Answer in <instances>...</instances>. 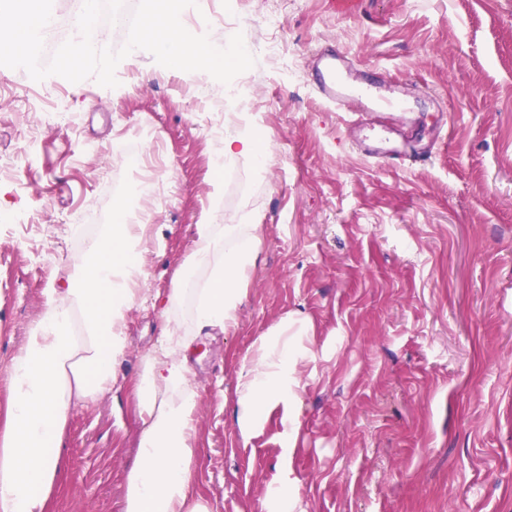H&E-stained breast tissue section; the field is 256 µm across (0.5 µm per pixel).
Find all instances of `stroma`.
<instances>
[{
	"mask_svg": "<svg viewBox=\"0 0 512 512\" xmlns=\"http://www.w3.org/2000/svg\"><path fill=\"white\" fill-rule=\"evenodd\" d=\"M358 2L343 15L331 0H242L229 26L206 0L186 8L190 32L220 45L242 33L255 59L248 85L213 82V107L196 95L198 73L146 51L118 64L114 88L0 66V164L11 165L0 199L23 218L0 224L1 406L45 291L75 276L85 237L117 204L148 210L144 293L168 292L218 175L225 221L250 212L263 230L236 328L199 337L189 355L196 493L213 512H263L272 486L291 489L300 512H512V0ZM325 45L352 74L377 70L381 94L401 84L408 111L324 102L308 60ZM38 88L63 94L67 111L33 108ZM228 115L268 151L265 164L215 169ZM413 129L438 141L416 166L386 169L361 152L364 136ZM120 143L155 156L161 203L141 199ZM288 315L312 324L325 353L304 376L297 436L275 413L242 438L238 362ZM169 317L194 333L192 294L166 316L146 303L129 311L120 387L71 415L51 512H121L141 432L130 385Z\"/></svg>",
	"mask_w": 512,
	"mask_h": 512,
	"instance_id": "obj_1",
	"label": "stroma"
}]
</instances>
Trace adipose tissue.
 Segmentation results:
<instances>
[{
	"label": "adipose tissue",
	"mask_w": 512,
	"mask_h": 512,
	"mask_svg": "<svg viewBox=\"0 0 512 512\" xmlns=\"http://www.w3.org/2000/svg\"><path fill=\"white\" fill-rule=\"evenodd\" d=\"M210 187V204L198 216L194 245L182 264L186 272H211L195 291L193 316L201 333L236 326L262 232L259 218L250 214L238 224L220 223L224 184L215 178ZM144 231L135 215L118 209L111 228L87 240L68 287L47 289L45 308L7 372L0 512H47L72 412L116 386L127 313L141 299ZM307 333L306 322L284 317L240 359L234 401L243 436L256 435L277 410L283 423L297 424L305 389L300 369L318 360L303 343ZM193 342L171 319L159 346L142 356L131 391L142 433L138 461L125 475L122 512H212L207 501L190 494L201 406L189 365Z\"/></svg>",
	"instance_id": "1"
}]
</instances>
